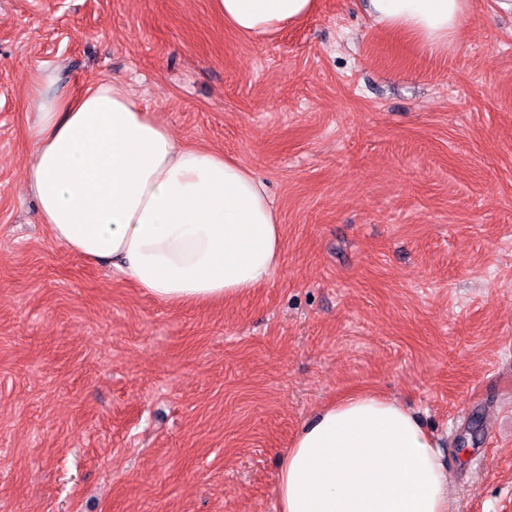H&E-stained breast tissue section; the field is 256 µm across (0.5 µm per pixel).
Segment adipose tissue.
<instances>
[{
  "label": "adipose tissue",
  "mask_w": 512,
  "mask_h": 512,
  "mask_svg": "<svg viewBox=\"0 0 512 512\" xmlns=\"http://www.w3.org/2000/svg\"><path fill=\"white\" fill-rule=\"evenodd\" d=\"M238 35L263 42L316 0H212ZM470 0H367L382 30L447 53ZM53 71L32 83L26 190L51 239L162 302L229 300L267 283L282 252L264 183L214 150L177 142L127 85L105 77L77 96ZM280 512H448L435 442L396 400L350 394L300 428L280 465Z\"/></svg>",
  "instance_id": "1"
}]
</instances>
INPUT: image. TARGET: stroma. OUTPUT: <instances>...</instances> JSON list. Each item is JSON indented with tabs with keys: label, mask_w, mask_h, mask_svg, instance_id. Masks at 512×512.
I'll return each instance as SVG.
<instances>
[{
	"label": "stroma",
	"mask_w": 512,
	"mask_h": 512,
	"mask_svg": "<svg viewBox=\"0 0 512 512\" xmlns=\"http://www.w3.org/2000/svg\"><path fill=\"white\" fill-rule=\"evenodd\" d=\"M122 79L266 184L279 267L161 302L52 242L24 190L34 75ZM437 441L449 512H512V13L448 54L317 0L262 43L211 0H0V512H279L298 428L347 393Z\"/></svg>",
	"instance_id": "obj_1"
}]
</instances>
